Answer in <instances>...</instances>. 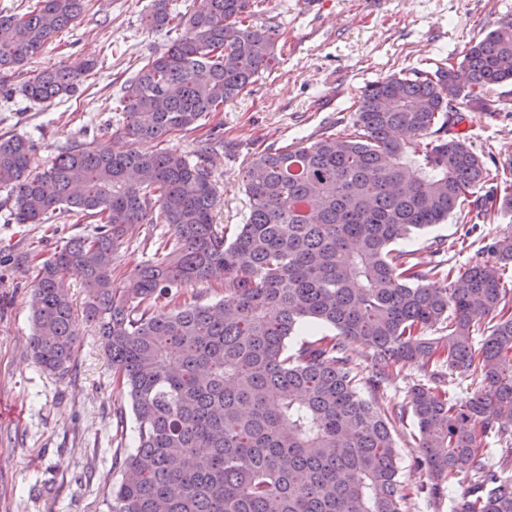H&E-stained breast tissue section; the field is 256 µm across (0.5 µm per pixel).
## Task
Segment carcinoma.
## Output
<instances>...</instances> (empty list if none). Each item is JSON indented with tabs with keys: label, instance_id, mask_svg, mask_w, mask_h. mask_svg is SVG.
<instances>
[{
	"label": "carcinoma",
	"instance_id": "cac0c4a2",
	"mask_svg": "<svg viewBox=\"0 0 512 512\" xmlns=\"http://www.w3.org/2000/svg\"><path fill=\"white\" fill-rule=\"evenodd\" d=\"M254 2L201 0L184 34L123 85V136L191 131L255 81L275 41L245 24ZM83 8L30 0L24 13L0 15L11 31L0 71L40 54ZM172 21L168 0L145 17L152 31ZM93 68L43 69L24 91L39 102L69 96ZM508 81L511 17L449 68L368 84L352 134L252 157L249 213L231 237L215 223L220 192L202 163L85 142L33 175L35 145L0 135V189L14 223L49 224L65 211L97 223L38 265L30 345L48 371L73 361L65 277L80 271L85 318L138 422L136 447L112 456L121 480L111 512H406L414 497L435 510L463 472L468 487L452 512H512V454L501 474L482 463L488 447H512V231L488 247L489 260L458 272L443 241L425 269L392 248L472 196L477 219L512 211V159L484 160L449 115L461 98L484 107L487 91ZM133 224L161 229L163 254L117 287L114 261ZM216 275L223 301L156 312L158 301ZM304 324L334 335L288 353ZM352 344L369 349L368 369L350 358ZM416 362L431 367L428 382L412 385L405 404L364 397ZM454 373L474 376L464 400L450 389ZM408 411L419 431L415 470L426 478L404 484L391 428Z\"/></svg>",
	"mask_w": 512,
	"mask_h": 512
}]
</instances>
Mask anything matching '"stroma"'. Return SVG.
I'll return each instance as SVG.
<instances>
[{
	"mask_svg": "<svg viewBox=\"0 0 512 512\" xmlns=\"http://www.w3.org/2000/svg\"><path fill=\"white\" fill-rule=\"evenodd\" d=\"M153 2L84 0L73 26L9 73L10 92L0 94V134L35 141L33 172L50 167L70 145L117 147L124 128V114L116 108L121 81L179 35L175 29L146 28ZM507 15L512 0H262L252 22L275 28L269 67L200 127L137 148L193 160L201 144L219 135L224 147L212 166L221 192L217 221L242 223L248 211L243 178L254 153L316 140L329 127L341 130L367 84L458 63L471 42ZM84 60L95 67L73 95L43 103L24 96L22 85L33 73ZM486 103L482 110L456 103L459 127L470 133L478 154L512 157V82L492 87ZM5 196L0 190V512H109V493L121 477L112 454L133 448L136 421L95 326L83 316L80 274L66 278L79 336L69 370L62 375L43 370L29 345L37 265L92 226L73 215L54 224L9 223V210L1 205ZM510 228L512 213L472 226L451 218L398 247L413 251L416 262L426 266L434 260L436 241L460 238L464 244L449 252L448 263L464 269L486 260L487 245ZM155 249L150 225L133 226L114 265L115 282H123Z\"/></svg>",
	"mask_w": 512,
	"mask_h": 512,
	"instance_id": "35a3bbf8",
	"label": "stroma"
}]
</instances>
